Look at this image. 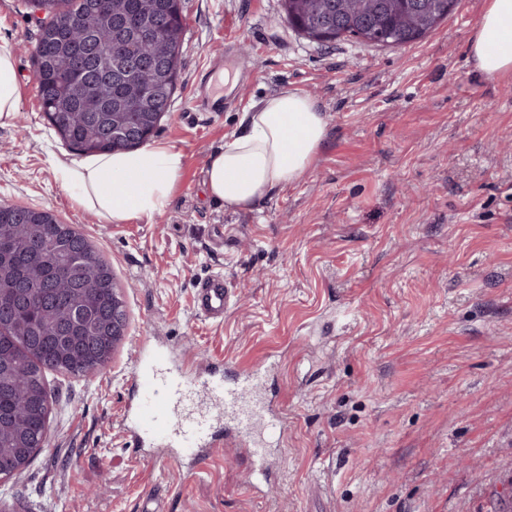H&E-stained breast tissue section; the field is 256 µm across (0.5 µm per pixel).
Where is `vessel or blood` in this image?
<instances>
[{"label":"vessel or blood","instance_id":"1","mask_svg":"<svg viewBox=\"0 0 512 512\" xmlns=\"http://www.w3.org/2000/svg\"><path fill=\"white\" fill-rule=\"evenodd\" d=\"M206 82H199L194 106L220 112L229 106ZM231 290L223 275L201 279L195 288L198 312L223 317ZM134 400L125 421L133 445L178 449L180 456L201 460L221 444L251 439L256 427L272 436L283 431L282 420L268 416L260 396L261 374L251 369L237 378L200 375L191 366L170 363L160 352L140 348L132 373Z\"/></svg>","mask_w":512,"mask_h":512}]
</instances>
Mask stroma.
Masks as SVG:
<instances>
[{"label":"stroma","instance_id":"stroma-1","mask_svg":"<svg viewBox=\"0 0 512 512\" xmlns=\"http://www.w3.org/2000/svg\"><path fill=\"white\" fill-rule=\"evenodd\" d=\"M183 65L153 135L183 154L169 206L115 224L78 206L34 77L29 0H0V47L20 91L0 120V204L53 214L109 261L127 335L102 372L49 375L48 446L0 483V512H496L512 483V77L490 82L468 42L485 0H460L402 47L321 46L281 0H182ZM237 36L239 102L191 109L197 79ZM316 97L329 136L308 173L232 211L205 193L211 152L265 95ZM232 288L223 319L196 281ZM260 368L284 419L259 449L220 447L195 468L131 446L123 425L136 349ZM230 297L231 289L224 281V276L213 274L197 283L194 303L201 315L209 319L222 318Z\"/></svg>","mask_w":512,"mask_h":512}]
</instances>
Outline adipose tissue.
I'll list each match as a JSON object with an SVG mask.
<instances>
[{
	"label": "adipose tissue",
	"mask_w": 512,
	"mask_h": 512,
	"mask_svg": "<svg viewBox=\"0 0 512 512\" xmlns=\"http://www.w3.org/2000/svg\"><path fill=\"white\" fill-rule=\"evenodd\" d=\"M468 48L484 78L512 76V0H486ZM327 132L326 115L309 94L284 89L268 95L210 156L206 191L226 208H252L306 174ZM182 168L183 156L174 146L156 143L138 152L93 155L62 165L61 173L76 203L120 224L163 211Z\"/></svg>",
	"instance_id": "obj_1"
}]
</instances>
